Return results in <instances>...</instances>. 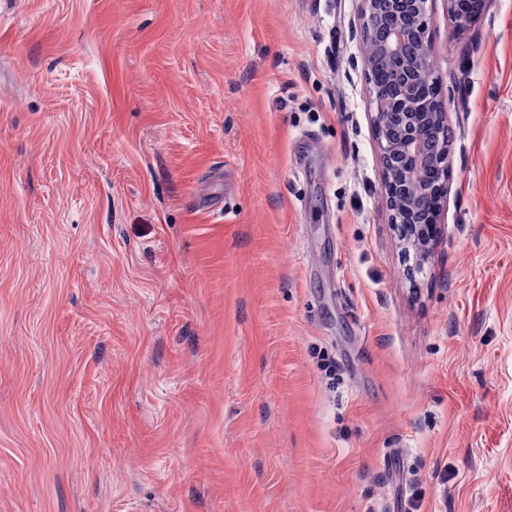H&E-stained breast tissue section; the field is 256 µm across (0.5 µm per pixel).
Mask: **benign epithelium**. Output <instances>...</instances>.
I'll return each instance as SVG.
<instances>
[{
	"mask_svg": "<svg viewBox=\"0 0 512 512\" xmlns=\"http://www.w3.org/2000/svg\"><path fill=\"white\" fill-rule=\"evenodd\" d=\"M428 0H363L362 35L369 38L375 28L382 29L381 54L401 83L404 94L376 102L374 133L384 168V189L392 212V223L408 227L404 237L421 255L428 254L431 239L417 224L420 212L433 211L432 231L447 194L418 181V171L429 161L448 171V152L433 154L418 135L426 120L444 122L445 114L417 98L413 90L430 78L432 47L427 36ZM458 0H448L454 25L464 30L475 21L457 10Z\"/></svg>",
	"mask_w": 512,
	"mask_h": 512,
	"instance_id": "benign-epithelium-1",
	"label": "benign epithelium"
}]
</instances>
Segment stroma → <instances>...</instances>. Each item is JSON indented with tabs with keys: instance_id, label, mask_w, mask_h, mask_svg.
I'll return each instance as SVG.
<instances>
[{
	"instance_id": "1",
	"label": "stroma",
	"mask_w": 512,
	"mask_h": 512,
	"mask_svg": "<svg viewBox=\"0 0 512 512\" xmlns=\"http://www.w3.org/2000/svg\"><path fill=\"white\" fill-rule=\"evenodd\" d=\"M427 7L423 259L362 0H0V512H512V0Z\"/></svg>"
}]
</instances>
